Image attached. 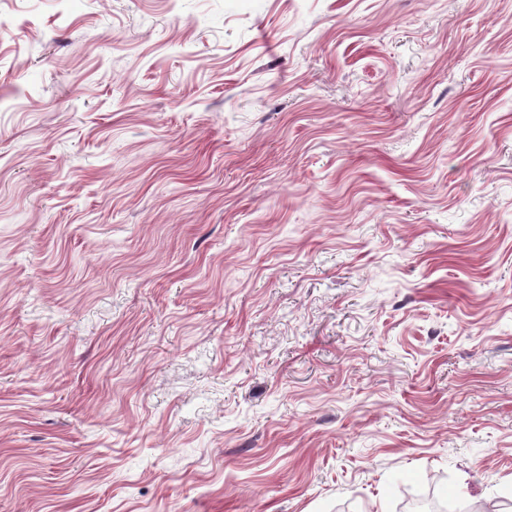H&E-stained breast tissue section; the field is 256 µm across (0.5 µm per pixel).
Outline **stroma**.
Instances as JSON below:
<instances>
[{
    "mask_svg": "<svg viewBox=\"0 0 512 512\" xmlns=\"http://www.w3.org/2000/svg\"><path fill=\"white\" fill-rule=\"evenodd\" d=\"M0 20V512L512 496V0Z\"/></svg>",
    "mask_w": 512,
    "mask_h": 512,
    "instance_id": "obj_1",
    "label": "stroma"
}]
</instances>
